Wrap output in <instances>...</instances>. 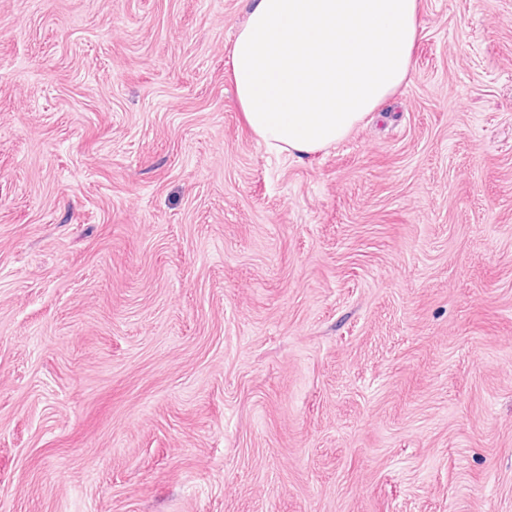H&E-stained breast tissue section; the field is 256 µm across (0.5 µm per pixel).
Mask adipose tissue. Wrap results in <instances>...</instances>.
Listing matches in <instances>:
<instances>
[{
  "instance_id": "1",
  "label": "adipose tissue",
  "mask_w": 512,
  "mask_h": 512,
  "mask_svg": "<svg viewBox=\"0 0 512 512\" xmlns=\"http://www.w3.org/2000/svg\"><path fill=\"white\" fill-rule=\"evenodd\" d=\"M419 0H250L229 54L237 102L275 154L345 139L410 74Z\"/></svg>"
}]
</instances>
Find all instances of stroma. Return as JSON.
Returning <instances> with one entry per match:
<instances>
[{"instance_id": "35a3bbf8", "label": "stroma", "mask_w": 512, "mask_h": 512, "mask_svg": "<svg viewBox=\"0 0 512 512\" xmlns=\"http://www.w3.org/2000/svg\"><path fill=\"white\" fill-rule=\"evenodd\" d=\"M248 0H0V512H512V0L278 156Z\"/></svg>"}]
</instances>
